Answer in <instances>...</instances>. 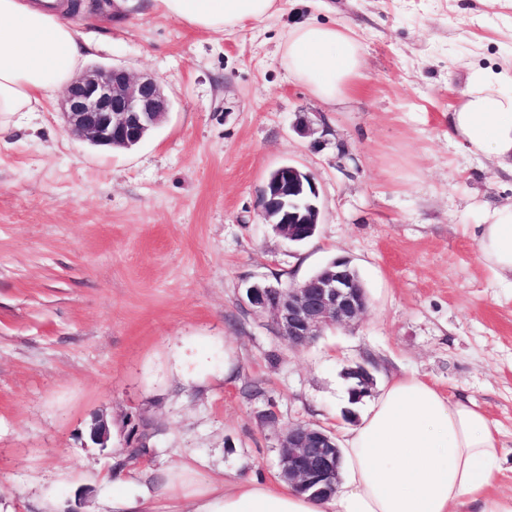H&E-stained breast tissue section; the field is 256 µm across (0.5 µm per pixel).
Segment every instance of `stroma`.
Masks as SVG:
<instances>
[{
	"label": "stroma",
	"instance_id": "stroma-1",
	"mask_svg": "<svg viewBox=\"0 0 512 512\" xmlns=\"http://www.w3.org/2000/svg\"><path fill=\"white\" fill-rule=\"evenodd\" d=\"M278 4L221 34L152 0H80L91 63L156 75L170 112L128 150L77 140L55 98L0 132V512H98L112 451L86 430L101 412L148 422L147 469L194 458L276 478L289 426L356 423L344 373L359 365L475 404L512 492V288L475 240L485 210L512 203V174L448 131L469 69L512 66V0ZM305 21L354 31L366 66L347 97L289 80L280 46ZM288 163L318 189L301 245L259 204ZM337 258L363 279L362 319L288 345L247 288Z\"/></svg>",
	"mask_w": 512,
	"mask_h": 512
}]
</instances>
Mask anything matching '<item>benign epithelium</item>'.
I'll use <instances>...</instances> for the list:
<instances>
[{
    "label": "benign epithelium",
    "instance_id": "obj_1",
    "mask_svg": "<svg viewBox=\"0 0 512 512\" xmlns=\"http://www.w3.org/2000/svg\"><path fill=\"white\" fill-rule=\"evenodd\" d=\"M170 110L161 81L151 74L138 75L121 66L92 65L65 88L62 115L66 129L78 140L95 146L130 148L156 129ZM317 187L311 174L285 164L266 180L261 193V215L275 231L293 242L320 223ZM254 311L272 315L283 338L303 347L328 327L360 320L367 308V292L350 263L336 259L302 283L279 288L256 282L246 291ZM357 398L373 384L369 370L358 365L345 371ZM142 418L120 421L121 447L134 448ZM112 429L106 416L91 433L93 444L106 448ZM340 451L335 434L310 424L296 425L280 439L279 468L283 479L322 496L339 480Z\"/></svg>",
    "mask_w": 512,
    "mask_h": 512
}]
</instances>
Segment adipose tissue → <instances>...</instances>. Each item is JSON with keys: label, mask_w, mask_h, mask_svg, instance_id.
<instances>
[{"label": "adipose tissue", "mask_w": 512, "mask_h": 512, "mask_svg": "<svg viewBox=\"0 0 512 512\" xmlns=\"http://www.w3.org/2000/svg\"><path fill=\"white\" fill-rule=\"evenodd\" d=\"M165 18L221 33L272 16L277 0H155ZM70 0H0V118L40 111L86 60L89 44L69 12ZM281 61L289 79L325 102L352 92L365 62L345 25L305 22L288 34ZM453 131L475 154L512 171V72L471 70L452 112ZM480 260L496 281L512 285V204L487 210L475 236ZM340 479L327 500L260 476L228 482L182 463L143 475L136 492L122 449L114 451L119 492L101 512H512V494L492 493L502 449L475 406L452 401L416 377H396L368 402L346 434Z\"/></svg>", "instance_id": "1"}]
</instances>
